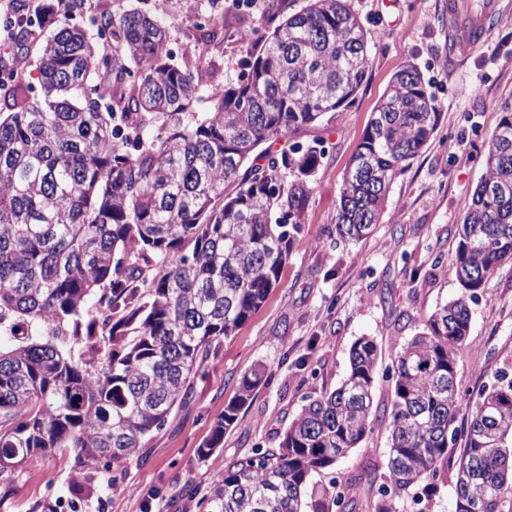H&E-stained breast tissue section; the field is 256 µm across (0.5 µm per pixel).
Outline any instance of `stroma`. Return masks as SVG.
<instances>
[{
    "label": "stroma",
    "mask_w": 512,
    "mask_h": 512,
    "mask_svg": "<svg viewBox=\"0 0 512 512\" xmlns=\"http://www.w3.org/2000/svg\"><path fill=\"white\" fill-rule=\"evenodd\" d=\"M78 23L109 11L137 8L158 19L176 62L201 84L236 78L245 53L238 25L265 26L270 0L258 9H229L226 0H91ZM449 0H349L373 45L370 68L352 101L300 130L296 138L323 141L325 156L311 178L312 191L279 281L262 306L234 333L216 342L184 399L165 424L150 432L132 460L110 471H80L73 451L36 455L0 483V512H32L36 504L74 501L78 512H200L199 500L218 477L221 463L274 448L305 399L337 388L349 367V350L362 336L373 338L381 357L375 374L376 418L359 448L335 467L313 475L304 512H323L329 497L319 488L338 476L358 481L353 512H374L378 485L366 467L384 473L392 381L386 376L400 346L421 327L423 314L459 295L448 274L457 226L484 174L482 142L512 100V0L490 23L487 42L466 56L454 51L448 26ZM305 0H279L281 15L298 12ZM224 17L226 35L204 41L202 15ZM422 72L437 103L439 122L431 141L389 189L386 209L373 233L357 243L329 244L339 187L393 75L406 62ZM469 335L457 355L455 381L463 401L512 377V263L500 266L470 305ZM268 376L225 432L210 459L198 450L241 377L255 366ZM96 486L73 495L75 477ZM437 490L402 494L398 512H454L455 470L442 466Z\"/></svg>",
    "instance_id": "stroma-1"
}]
</instances>
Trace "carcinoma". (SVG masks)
Wrapping results in <instances>:
<instances>
[{
    "label": "carcinoma",
    "instance_id": "obj_1",
    "mask_svg": "<svg viewBox=\"0 0 512 512\" xmlns=\"http://www.w3.org/2000/svg\"><path fill=\"white\" fill-rule=\"evenodd\" d=\"M83 0H48L51 34L37 45L38 84L8 74L0 85V478L28 457L73 449L81 467L129 462L142 439L182 402L214 342L258 310L278 282L325 151L292 137L340 109L370 67L366 30L348 0H307L250 41L244 72L202 88L174 63L165 29L131 9L103 13L97 35L73 17ZM12 41L35 25L17 0ZM110 37L115 53L100 51ZM112 74L115 93L93 82ZM208 94L211 109L194 104ZM433 96L408 63L393 77L357 145L339 191L335 244L367 237L394 180L438 125ZM293 180L284 181V173ZM277 212L288 222L272 220ZM448 265L459 295L422 317L423 331L392 361L386 483L375 512H396L412 487L433 491L439 466L455 467V512H512V379L459 412L456 353L469 302L512 260V102L499 108L485 173ZM165 267L162 276L150 274ZM108 363L92 370L75 348ZM380 352L369 337L350 349L341 385L306 397L278 447L224 465L203 512H301L313 473L364 440L376 413ZM243 375L199 448L210 458L260 386ZM356 479L331 485L353 509Z\"/></svg>",
    "mask_w": 512,
    "mask_h": 512
}]
</instances>
